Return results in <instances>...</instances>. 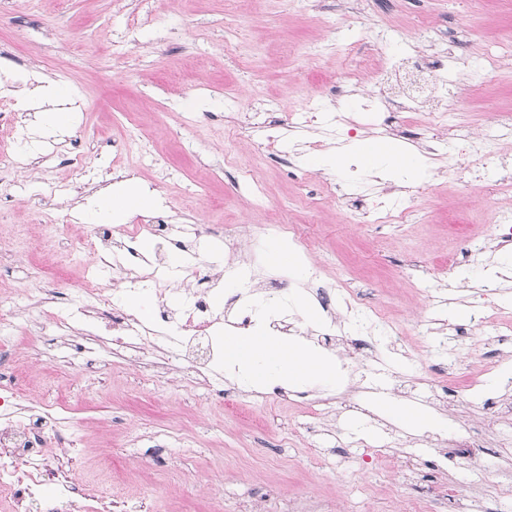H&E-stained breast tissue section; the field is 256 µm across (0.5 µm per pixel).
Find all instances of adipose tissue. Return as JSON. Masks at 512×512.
I'll return each mask as SVG.
<instances>
[{"label":"adipose tissue","mask_w":512,"mask_h":512,"mask_svg":"<svg viewBox=\"0 0 512 512\" xmlns=\"http://www.w3.org/2000/svg\"><path fill=\"white\" fill-rule=\"evenodd\" d=\"M150 205L145 193L129 189L88 202L91 217L105 224L121 215L145 212ZM224 359L233 367L238 380L251 387L262 382L300 385L315 379L332 385L338 376L332 360L263 326L227 337Z\"/></svg>","instance_id":"1"}]
</instances>
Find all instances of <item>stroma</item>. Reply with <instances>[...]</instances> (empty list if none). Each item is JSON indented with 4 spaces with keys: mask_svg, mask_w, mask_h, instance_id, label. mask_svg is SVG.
Listing matches in <instances>:
<instances>
[{
    "mask_svg": "<svg viewBox=\"0 0 512 512\" xmlns=\"http://www.w3.org/2000/svg\"><path fill=\"white\" fill-rule=\"evenodd\" d=\"M453 31L464 36L455 50ZM413 48L447 59L456 124L439 130L443 154L414 179L409 223L356 224L344 194L399 178L309 159L385 138L373 114L340 142L322 131L361 97L400 100L395 74L336 97L351 60ZM43 78L71 85L60 103L71 129H38L39 100H21ZM188 99L206 110L185 109ZM507 115L512 0H0V127L12 130L0 145V290L17 305L0 327V362L29 406L65 400L78 439L70 475L127 512H412L418 500L448 512L451 484L466 490L458 512H512V388L488 368L502 355L512 368V267L499 262L481 185L455 161L459 134L498 137ZM126 185L156 204L113 225V239L162 217L168 237L202 245L198 272L211 276L225 251L260 263L271 242L293 241L289 225H304L300 259L390 334L344 323L357 349L333 387H244L227 372L205 383L152 349L112 350L80 311L94 259L84 206ZM282 277L287 289L245 295L249 314L278 302L297 342L338 359L318 340L329 321L319 302ZM487 304L491 322L474 326ZM419 318L430 325L421 335ZM376 391L424 406L447 431L384 415ZM471 436L481 469L449 467V439Z\"/></svg>",
    "mask_w": 512,
    "mask_h": 512,
    "instance_id": "1",
    "label": "stroma"
}]
</instances>
